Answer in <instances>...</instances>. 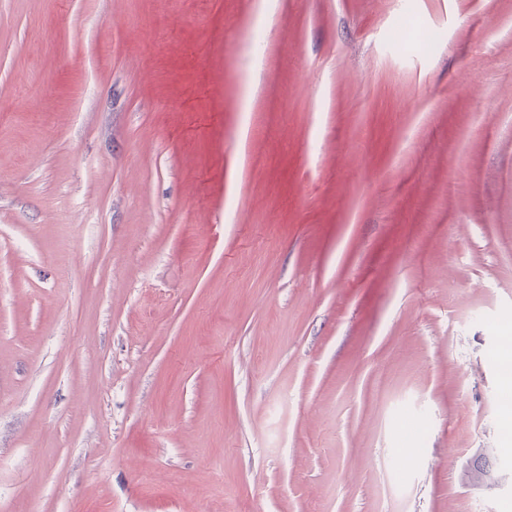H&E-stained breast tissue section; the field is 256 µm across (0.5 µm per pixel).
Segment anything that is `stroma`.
I'll return each instance as SVG.
<instances>
[{"mask_svg":"<svg viewBox=\"0 0 512 512\" xmlns=\"http://www.w3.org/2000/svg\"><path fill=\"white\" fill-rule=\"evenodd\" d=\"M504 319L512 0H0V512H512ZM498 328L503 336H501L502 356L498 362L500 374L505 378H512V336L511 323L502 322Z\"/></svg>","mask_w":512,"mask_h":512,"instance_id":"1","label":"stroma"}]
</instances>
